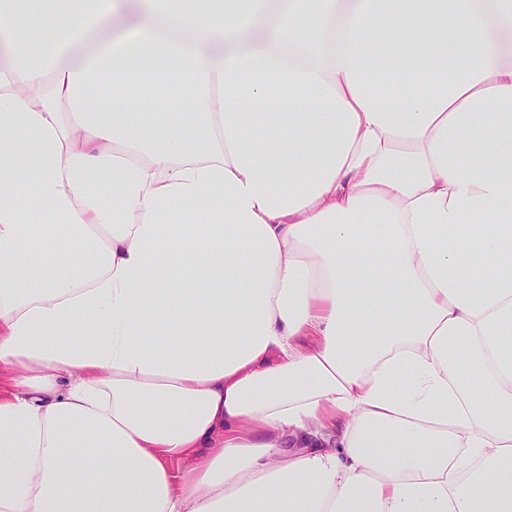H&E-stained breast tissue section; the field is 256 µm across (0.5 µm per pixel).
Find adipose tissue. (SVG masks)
Here are the masks:
<instances>
[{
  "label": "adipose tissue",
  "mask_w": 512,
  "mask_h": 512,
  "mask_svg": "<svg viewBox=\"0 0 512 512\" xmlns=\"http://www.w3.org/2000/svg\"><path fill=\"white\" fill-rule=\"evenodd\" d=\"M138 2L0 0V512H512V0Z\"/></svg>",
  "instance_id": "1"
}]
</instances>
